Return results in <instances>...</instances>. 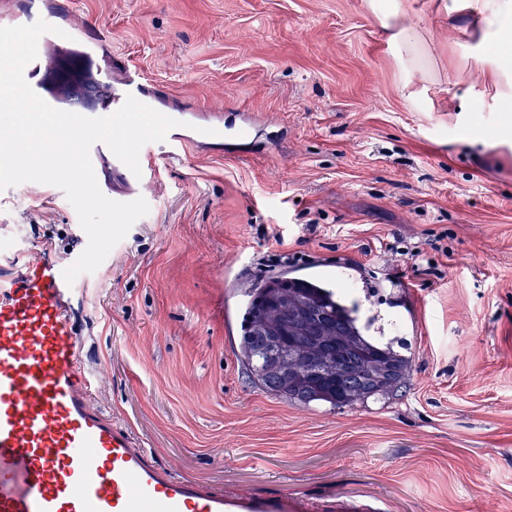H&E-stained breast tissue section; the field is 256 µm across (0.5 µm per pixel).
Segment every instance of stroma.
<instances>
[{"label": "stroma", "instance_id": "stroma-1", "mask_svg": "<svg viewBox=\"0 0 512 512\" xmlns=\"http://www.w3.org/2000/svg\"><path fill=\"white\" fill-rule=\"evenodd\" d=\"M443 2L404 0L429 47L411 70L367 0H63L108 40L93 74L120 85L124 58L173 104L256 119L247 155L159 161L149 213L77 278L96 403L171 474L294 512H512V149L476 142L500 112ZM2 225L0 276L17 246L61 264L87 246L52 185L0 190ZM345 264L409 344L410 388L306 409L251 387L245 287Z\"/></svg>", "mask_w": 512, "mask_h": 512}]
</instances>
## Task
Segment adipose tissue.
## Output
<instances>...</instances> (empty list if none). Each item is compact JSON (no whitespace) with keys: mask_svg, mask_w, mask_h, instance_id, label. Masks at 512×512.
I'll return each mask as SVG.
<instances>
[{"mask_svg":"<svg viewBox=\"0 0 512 512\" xmlns=\"http://www.w3.org/2000/svg\"><path fill=\"white\" fill-rule=\"evenodd\" d=\"M377 13L387 41L399 47L406 66H414L422 47L415 23L404 12L402 0H369ZM449 19L460 22L465 38L475 41L484 53L479 57L481 79L495 93L501 112H512V59L501 57L488 49L502 32L504 21L512 19V0H451Z\"/></svg>","mask_w":512,"mask_h":512,"instance_id":"adipose-tissue-1","label":"adipose tissue"}]
</instances>
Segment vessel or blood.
<instances>
[{
	"label": "vessel or blood",
	"mask_w": 512,
	"mask_h": 512,
	"mask_svg": "<svg viewBox=\"0 0 512 512\" xmlns=\"http://www.w3.org/2000/svg\"><path fill=\"white\" fill-rule=\"evenodd\" d=\"M123 70L120 89L99 100L95 116L113 114L129 95L165 112L164 87L131 64ZM175 118L165 141L142 147L140 173L189 146L236 149L251 128L247 119L228 126L220 112ZM75 295L62 266L37 254L0 278V512H288L284 495L227 497L173 476L95 404Z\"/></svg>",
	"instance_id": "b4317fda"
}]
</instances>
